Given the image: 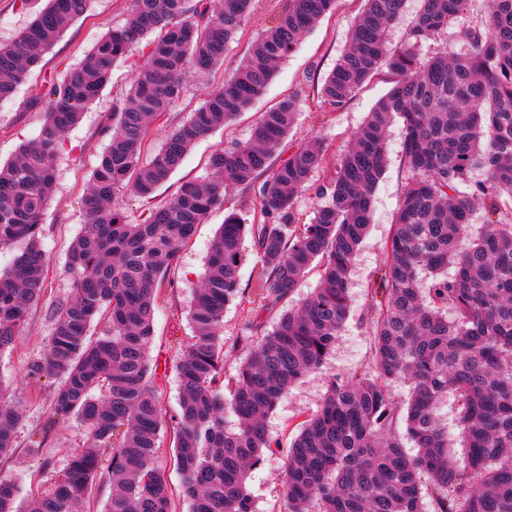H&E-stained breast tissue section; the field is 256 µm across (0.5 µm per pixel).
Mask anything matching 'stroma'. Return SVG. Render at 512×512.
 Listing matches in <instances>:
<instances>
[{"mask_svg": "<svg viewBox=\"0 0 512 512\" xmlns=\"http://www.w3.org/2000/svg\"><path fill=\"white\" fill-rule=\"evenodd\" d=\"M283 5L284 0H256L252 15L224 52L223 73H232L265 28L277 18ZM43 6L44 0H0V42L14 39ZM129 6L130 0H91L88 12L68 25L57 44L42 63L30 71L13 96L0 101L1 163L12 160L20 146L38 136L50 82L62 79L103 33L122 24ZM361 8V0H337L335 12L306 34L296 51L279 66L265 95L223 129L200 140L170 180L158 190V199L169 198L184 181L207 177L208 159L216 148L246 142L260 114L294 92H303L304 99L289 144L321 138L336 150L345 149L353 131L389 90V83L381 76L371 79L339 112L317 110L311 97L317 84L333 69L346 49L352 23ZM142 63L137 53L118 62L99 98L90 105L81 122L63 136L56 159V185L41 226V244L50 267L47 288L52 295L62 297L69 291L65 263L69 247L82 228L80 198L108 142L104 130L112 122V105L127 92ZM204 96L202 82L189 78L182 98L171 109L166 122L150 127L147 136L150 147L161 146L169 132L199 106ZM403 141V122L393 119L386 138L387 167L373 194L372 222L352 267L349 318L325 363L291 386L267 418L271 434L278 437L284 447L290 444L298 422L317 411L333 378L349 376L370 360L371 337L366 309L371 299L370 284L384 259V246L407 189ZM232 209L246 218L251 215V199L237 187L227 188L224 207L213 210L206 222L198 226L176 270L169 276L170 286L165 288L155 308L156 343L151 356L157 365L158 386L167 407L172 410L179 402L175 369L179 343L190 334L186 306L204 273L215 233ZM49 314L48 302L34 307L14 348L0 353V382L9 387L21 413L15 455L11 462L0 465V480L14 483L22 495L28 492L31 474L41 470L43 464H50L56 471L63 470L71 449L85 434L84 426L70 419L52 428L42 450L35 452L28 446L29 434L41 430L47 421V407L56 384L55 378L33 371L48 348ZM285 463L283 448L264 454L253 469L248 490L254 512H282L281 480Z\"/></svg>", "mask_w": 512, "mask_h": 512, "instance_id": "35a3bbf8", "label": "stroma"}]
</instances>
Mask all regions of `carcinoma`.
Instances as JSON below:
<instances>
[{"instance_id":"1","label":"carcinoma","mask_w":512,"mask_h":512,"mask_svg":"<svg viewBox=\"0 0 512 512\" xmlns=\"http://www.w3.org/2000/svg\"><path fill=\"white\" fill-rule=\"evenodd\" d=\"M224 82L212 74L255 0H131L126 21L105 33L79 65L50 84L37 140L0 165V352L14 347L47 293L41 223L52 196L63 135L109 82L118 60L144 59L112 106L109 141L81 197L83 228L67 254L70 294L53 304L51 338L37 371L57 379L38 451L59 420L86 440L50 487L17 502L0 481V512H253L247 482L264 452L282 448L266 419L288 388L322 366L349 313L353 261L387 164L390 121L403 119L408 187L384 247L369 311L371 360L334 378L316 413L298 424L282 479L287 512H512V0H420L404 44L387 48L406 0H364L349 46L316 88L318 108L343 110L383 72L392 83L318 185L322 200L304 223L297 200L329 168L324 141L281 147L299 96L263 113L249 140L209 158V176L169 200L155 193L189 150L262 97L280 63L336 0H285ZM89 0H47L9 44H0V99L11 97ZM208 83L203 102L150 155L147 134L180 99L189 76ZM484 179L472 181L474 170ZM251 194L253 219L230 212L187 309L191 336L176 362L178 408L169 409L151 351L160 291L224 190ZM147 206L138 224L120 199ZM483 212L472 223L474 201ZM255 250L254 288H242L245 237ZM318 288L290 305L312 266ZM455 266L448 274V266ZM251 305L239 336L224 339V310ZM100 327L98 335L92 328ZM236 373L224 375L230 357ZM410 386L406 403L390 386ZM454 398L465 456L455 461L437 407ZM235 417L227 427L224 417ZM21 415L0 385V463L12 458ZM417 453L411 456L405 442ZM169 456L182 482L159 466ZM107 498L98 499L101 488Z\"/></svg>"}]
</instances>
